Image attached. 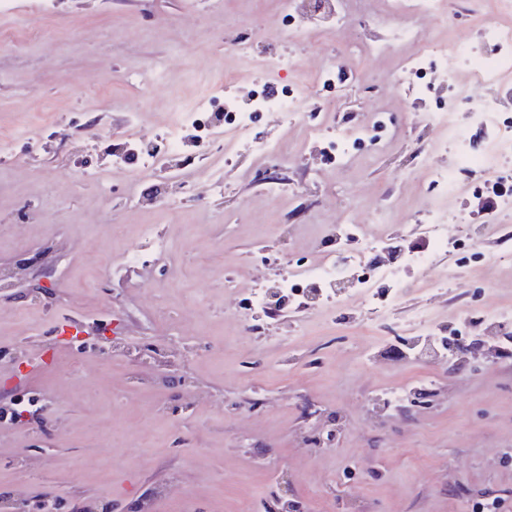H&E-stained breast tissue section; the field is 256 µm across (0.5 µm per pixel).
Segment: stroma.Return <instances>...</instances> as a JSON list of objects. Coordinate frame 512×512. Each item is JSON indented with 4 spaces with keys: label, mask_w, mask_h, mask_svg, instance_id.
Wrapping results in <instances>:
<instances>
[{
    "label": "stroma",
    "mask_w": 512,
    "mask_h": 512,
    "mask_svg": "<svg viewBox=\"0 0 512 512\" xmlns=\"http://www.w3.org/2000/svg\"><path fill=\"white\" fill-rule=\"evenodd\" d=\"M496 3L440 0L424 41L453 55L488 21L512 26ZM344 9V31L293 42L281 0H0V137L14 140L0 155V269L36 254L30 276L46 269L52 281L48 299L0 289V405L32 394L47 405L40 431L0 426V497L34 510L49 493L58 512L80 496L112 512H265L276 498L311 512H494L498 501L512 512V355L456 369L371 357L417 308L478 339L484 311L512 306V229L484 233L478 211L487 188L512 181V161L462 177L446 202L469 218L449 236L479 238L485 260L442 256L458 278L408 293L388 321L364 319L353 301H309L284 324L259 316L248 335L235 314L240 289L319 262L336 225L412 248L440 191L407 172L422 151L452 161L424 116L450 101L468 127L472 100L449 96L469 85L462 60L399 87L417 46L377 57L367 47L385 35L389 0ZM243 39L253 55L231 51ZM268 52L295 57L310 80L332 54L345 76L290 122L255 116L249 146L229 156L185 129L187 187L116 160L162 145L174 103L193 100L200 80L227 75L223 97L247 101L267 83ZM296 73L269 83L293 87ZM380 114L391 120L380 157L327 152L338 128ZM270 140L282 156L262 150ZM148 224L170 251L116 269ZM63 315L92 332L56 335ZM116 338L130 346L119 361ZM422 379L429 405L378 413L392 386ZM332 428L334 442L310 447Z\"/></svg>",
    "instance_id": "stroma-1"
}]
</instances>
